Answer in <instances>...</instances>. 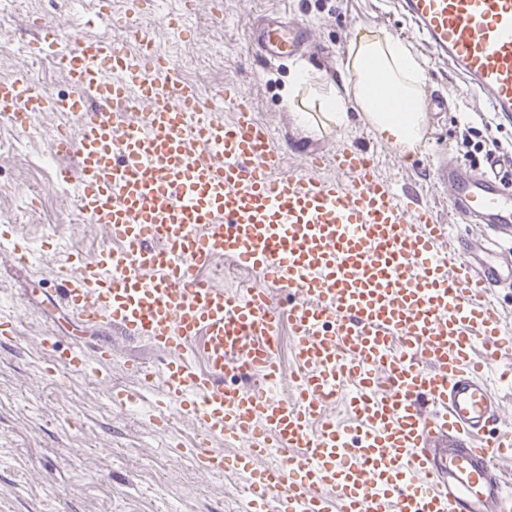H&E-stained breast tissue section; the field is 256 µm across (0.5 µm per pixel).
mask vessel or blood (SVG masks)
Returning a JSON list of instances; mask_svg holds the SVG:
<instances>
[{
	"label": "vessel or blood",
	"instance_id": "1",
	"mask_svg": "<svg viewBox=\"0 0 512 512\" xmlns=\"http://www.w3.org/2000/svg\"><path fill=\"white\" fill-rule=\"evenodd\" d=\"M405 12L469 82L472 98L512 118V0H403ZM269 57L296 55L304 22L253 31ZM74 86L56 98L31 81L0 82V118L23 130L53 109L73 118L79 140L56 131L51 148L76 153L75 198L115 246L100 262L64 266L61 299L85 323L144 337L166 353L138 367L158 383L157 410L178 405L209 437L247 441L234 459L199 443L206 471L247 476L246 512H512L498 459L512 433L497 428L493 389L473 362L475 345L496 358L512 342L488 297L502 267L462 260L425 205L409 206L376 176L369 157L342 149L312 156L350 180L288 172L245 91H225L235 119L214 123L213 103L144 40L139 52L61 28L40 38ZM137 83L131 94L129 83ZM439 183L464 220L512 228V185L446 167ZM234 256L265 285L247 296L199 277ZM296 296L277 307L268 284ZM295 337L296 399L267 385L285 373L281 325ZM200 349L204 367L188 353ZM112 350L79 347L61 366L95 379ZM351 386L355 435L327 415ZM271 458L258 469L257 459Z\"/></svg>",
	"mask_w": 512,
	"mask_h": 512
}]
</instances>
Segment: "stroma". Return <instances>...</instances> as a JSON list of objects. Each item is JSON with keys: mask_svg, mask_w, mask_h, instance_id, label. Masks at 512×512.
<instances>
[{"mask_svg": "<svg viewBox=\"0 0 512 512\" xmlns=\"http://www.w3.org/2000/svg\"><path fill=\"white\" fill-rule=\"evenodd\" d=\"M264 15L307 22L314 53L260 58L248 39V22ZM130 22L176 60L204 96L227 86L246 90L289 171L340 180L343 172L329 163L311 166L308 153L361 150L378 179L409 205L428 206L458 243L473 242V262L491 254L499 264L512 262V240L491 227L460 222L437 185L446 164L475 175L485 170L484 155L468 156L461 137L464 125L481 127L485 112L400 0H201L193 12L184 0H141L136 9L130 0H111L104 8L97 0H0V82L26 72L51 93L70 90L66 74L37 53L42 26L59 25L83 39L122 40L134 53L139 44L128 37ZM364 34L400 38L425 67L426 125L414 153L401 154L379 140L359 113L340 127L324 115V96L350 84L347 59ZM303 66L317 79L291 92ZM301 112L312 115L310 124L298 121ZM61 127L79 138L76 122L61 112L33 113L23 131L0 120V233L34 253L32 265L22 267L13 250L0 247V306L17 315L13 336L0 342V512H242L246 477L204 472L186 452L205 441L232 456L239 444L205 439L176 409L164 428L154 426L150 407L161 388L143 384L134 367L157 364L155 346L113 328L87 326L58 298L54 269L101 258L107 249L73 195L56 189V170L76 166L72 155L47 158L49 137ZM51 334L53 347L43 342ZM75 342L90 352L111 344L105 382L74 373L60 385L49 375L62 349ZM119 391L141 394L146 410L122 408L112 398Z\"/></svg>", "mask_w": 512, "mask_h": 512, "instance_id": "35a3bbf8", "label": "stroma"}]
</instances>
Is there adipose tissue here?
I'll return each instance as SVG.
<instances>
[{
    "mask_svg": "<svg viewBox=\"0 0 512 512\" xmlns=\"http://www.w3.org/2000/svg\"><path fill=\"white\" fill-rule=\"evenodd\" d=\"M352 95L328 94L324 105L333 123H345L356 107L380 139L399 152L414 151L423 139L425 113L419 102L425 71L409 47L392 38L359 37L348 58ZM403 104L390 111L388 102Z\"/></svg>",
    "mask_w": 512,
    "mask_h": 512,
    "instance_id": "1",
    "label": "adipose tissue"
}]
</instances>
